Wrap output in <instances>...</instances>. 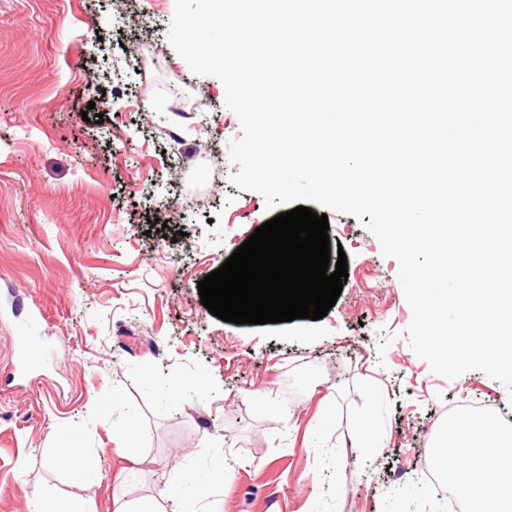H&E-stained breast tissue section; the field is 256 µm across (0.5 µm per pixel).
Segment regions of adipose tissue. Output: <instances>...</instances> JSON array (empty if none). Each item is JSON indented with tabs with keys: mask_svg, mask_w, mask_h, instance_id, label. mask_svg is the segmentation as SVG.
<instances>
[{
	"mask_svg": "<svg viewBox=\"0 0 512 512\" xmlns=\"http://www.w3.org/2000/svg\"><path fill=\"white\" fill-rule=\"evenodd\" d=\"M434 457L470 512H512V432L495 419L462 417L443 433Z\"/></svg>",
	"mask_w": 512,
	"mask_h": 512,
	"instance_id": "adipose-tissue-1",
	"label": "adipose tissue"
}]
</instances>
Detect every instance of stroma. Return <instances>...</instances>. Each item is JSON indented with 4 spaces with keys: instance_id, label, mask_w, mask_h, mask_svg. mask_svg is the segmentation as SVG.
Wrapping results in <instances>:
<instances>
[{
    "instance_id": "1",
    "label": "stroma",
    "mask_w": 512,
    "mask_h": 512,
    "mask_svg": "<svg viewBox=\"0 0 512 512\" xmlns=\"http://www.w3.org/2000/svg\"><path fill=\"white\" fill-rule=\"evenodd\" d=\"M174 6L0 0V512H388L413 487L414 512H448L427 476L449 405L512 429V392L412 351L399 262L356 217L327 214L348 281L322 319L201 304L269 216L228 181L240 123L168 42ZM37 309L50 358L23 377ZM365 422L387 441L371 461Z\"/></svg>"
}]
</instances>
